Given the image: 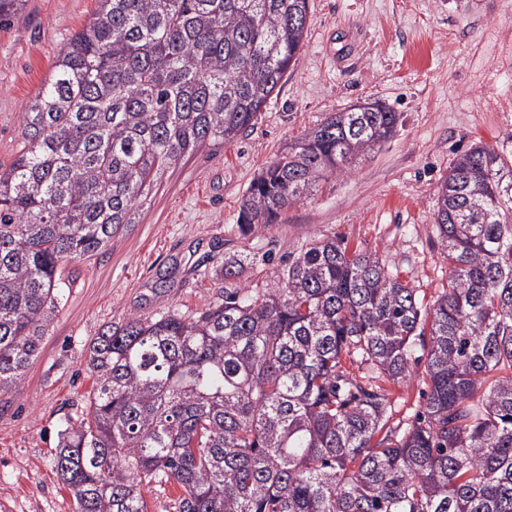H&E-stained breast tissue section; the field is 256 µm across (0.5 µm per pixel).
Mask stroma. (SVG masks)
I'll return each instance as SVG.
<instances>
[{
  "label": "stroma",
  "instance_id": "stroma-1",
  "mask_svg": "<svg viewBox=\"0 0 512 512\" xmlns=\"http://www.w3.org/2000/svg\"><path fill=\"white\" fill-rule=\"evenodd\" d=\"M97 0H28L0 26V165L21 142V113ZM371 99L399 112L395 136L346 176L320 183L279 223L248 234L238 204L288 143ZM512 153V0H313L295 69L246 135L206 144L163 176L137 221L65 267L74 282L19 385L0 393V512H76L53 458L93 380L86 349L104 325L207 308L225 257L250 260L240 286L263 290L312 239L377 254L425 305L448 282L436 243L437 187L476 143ZM170 288L155 293L158 275Z\"/></svg>",
  "mask_w": 512,
  "mask_h": 512
}]
</instances>
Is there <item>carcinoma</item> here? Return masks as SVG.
<instances>
[{"instance_id": "cac0c4a2", "label": "carcinoma", "mask_w": 512, "mask_h": 512, "mask_svg": "<svg viewBox=\"0 0 512 512\" xmlns=\"http://www.w3.org/2000/svg\"><path fill=\"white\" fill-rule=\"evenodd\" d=\"M27 0H0V26ZM310 0H98L22 112L0 166V391L41 353L69 278L134 224L178 160L227 143L304 47ZM380 101L288 144L242 195L238 224H276L319 182L396 133ZM448 287L431 307L379 257L312 240L268 291L224 258L205 311L130 315L87 347L94 384L54 470L77 512H512V155L475 144L437 191ZM425 362L423 411L391 424ZM180 491L175 485L152 483L145 497L149 512H178Z\"/></svg>"}]
</instances>
